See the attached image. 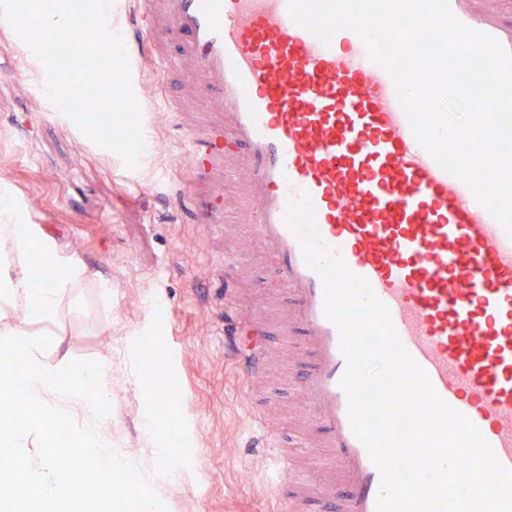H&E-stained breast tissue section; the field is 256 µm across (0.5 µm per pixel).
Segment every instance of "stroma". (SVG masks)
Returning <instances> with one entry per match:
<instances>
[{"label":"stroma","instance_id":"obj_1","mask_svg":"<svg viewBox=\"0 0 512 512\" xmlns=\"http://www.w3.org/2000/svg\"><path fill=\"white\" fill-rule=\"evenodd\" d=\"M156 68L152 57L144 58V109L153 136L132 175L119 153L95 151L69 124L47 118L46 102L30 93L43 65L11 26L0 25V183L87 277L61 307L59 350L82 370L111 360L113 446L142 462L152 416L161 427L158 445L173 451L155 461V482L127 480L123 498L85 484L80 490L90 500H111L118 512H138L153 494L162 512H272L267 448L251 429L250 414L268 396V431L283 436L304 414L294 391L301 363L283 353L278 337H265L260 348L275 355L260 393L224 349L225 288L252 308L280 302L274 261L254 245L236 208L240 184L224 189L227 223L245 266L231 276L219 264L223 240L154 193L156 174L178 184L190 165L174 117L159 103L162 91L177 93L178 81ZM137 336L149 338L169 361L166 404L145 396L135 381L144 368L133 348Z\"/></svg>","mask_w":512,"mask_h":512}]
</instances>
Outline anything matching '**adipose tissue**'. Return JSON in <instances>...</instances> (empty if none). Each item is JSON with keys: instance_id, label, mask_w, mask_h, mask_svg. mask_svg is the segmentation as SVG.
Instances as JSON below:
<instances>
[{"instance_id": "adipose-tissue-1", "label": "adipose tissue", "mask_w": 512, "mask_h": 512, "mask_svg": "<svg viewBox=\"0 0 512 512\" xmlns=\"http://www.w3.org/2000/svg\"><path fill=\"white\" fill-rule=\"evenodd\" d=\"M79 265L64 262L54 241L5 192H0V396L22 388L27 404L0 407V445L11 448L16 469L27 478L30 492L15 499L11 482L0 480V500L16 512H59L68 500L71 512H110L106 503L84 500L64 479L47 426L60 419L76 432L80 455L99 461L111 474L125 475L132 462L112 450V363L104 360L89 371L75 367L69 355L53 349L49 328L57 320L69 289L82 287ZM22 355L24 374L13 358ZM23 427H16V419Z\"/></svg>"}]
</instances>
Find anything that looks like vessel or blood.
Listing matches in <instances>:
<instances>
[{"mask_svg":"<svg viewBox=\"0 0 512 512\" xmlns=\"http://www.w3.org/2000/svg\"><path fill=\"white\" fill-rule=\"evenodd\" d=\"M448 0L452 15L512 51V6ZM123 34L133 93L139 59L189 81L162 97L186 142L190 172L180 197L194 223L224 225V182L245 180L244 213L274 259L284 298L278 331L302 336L300 395L320 427L339 480L291 477L280 446L270 481L283 512H377L380 472L352 432L341 382L347 361L327 319V291L305 261L290 205L307 204L320 245L335 250L384 303L402 344L436 393L482 433L512 469V234L447 173L413 135L396 86L359 35L328 42L299 26L288 0H134ZM210 108L199 112L198 98ZM242 342L233 346L247 379L266 360L245 343L260 325L225 302Z\"/></svg>","mask_w":512,"mask_h":512,"instance_id":"obj_1","label":"vessel or blood"}]
</instances>
